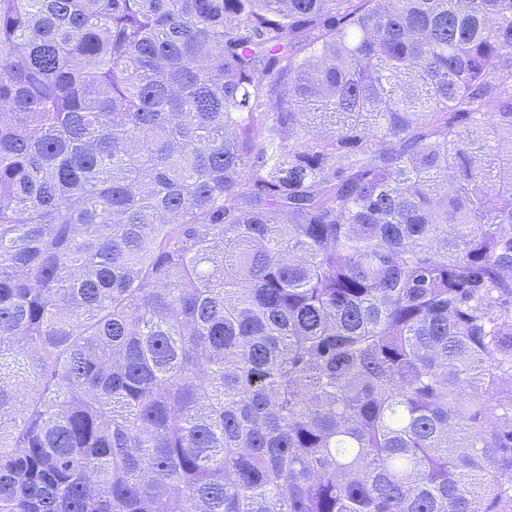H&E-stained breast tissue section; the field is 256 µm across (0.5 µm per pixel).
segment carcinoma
<instances>
[{
    "mask_svg": "<svg viewBox=\"0 0 512 512\" xmlns=\"http://www.w3.org/2000/svg\"><path fill=\"white\" fill-rule=\"evenodd\" d=\"M512 0H0V512H512Z\"/></svg>",
    "mask_w": 512,
    "mask_h": 512,
    "instance_id": "carcinoma-1",
    "label": "carcinoma"
}]
</instances>
